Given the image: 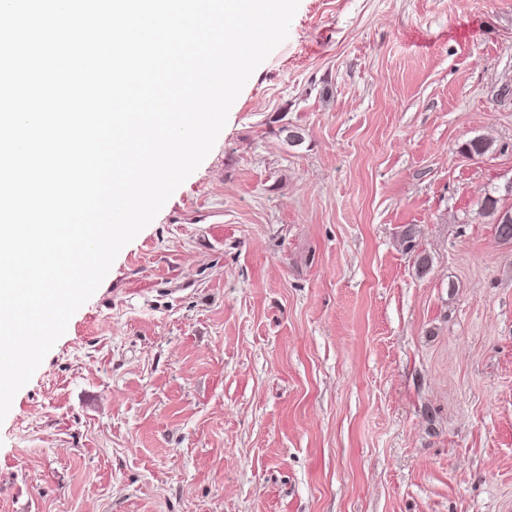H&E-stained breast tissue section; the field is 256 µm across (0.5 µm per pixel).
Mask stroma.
I'll return each instance as SVG.
<instances>
[{"label":"stroma","instance_id":"1","mask_svg":"<svg viewBox=\"0 0 512 512\" xmlns=\"http://www.w3.org/2000/svg\"><path fill=\"white\" fill-rule=\"evenodd\" d=\"M488 194L512 0H300L15 395L0 512H512Z\"/></svg>","mask_w":512,"mask_h":512}]
</instances>
